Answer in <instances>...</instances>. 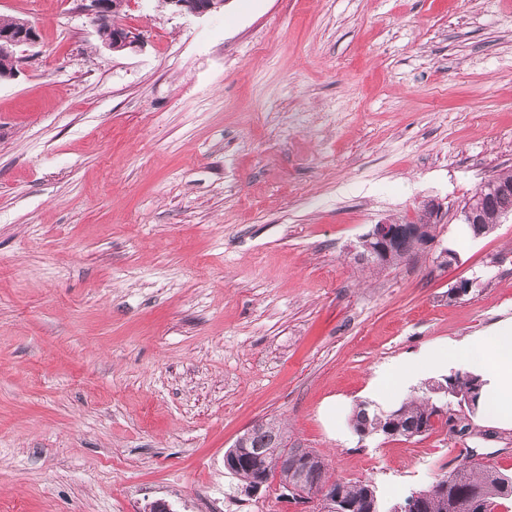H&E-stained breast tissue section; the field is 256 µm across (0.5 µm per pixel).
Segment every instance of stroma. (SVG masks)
Segmentation results:
<instances>
[{"instance_id": "stroma-1", "label": "stroma", "mask_w": 512, "mask_h": 512, "mask_svg": "<svg viewBox=\"0 0 512 512\" xmlns=\"http://www.w3.org/2000/svg\"><path fill=\"white\" fill-rule=\"evenodd\" d=\"M1 16L42 41L0 80V512H305L224 466L267 418L388 503L470 448L512 474L487 414L463 437L348 426L376 371L464 369L410 361L512 320V222L460 219L512 170V0H128V52L81 0ZM427 199L438 245L357 260ZM174 13L203 15L224 8L223 0H162Z\"/></svg>"}]
</instances>
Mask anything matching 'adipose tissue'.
Returning <instances> with one entry per match:
<instances>
[{
    "instance_id": "obj_1",
    "label": "adipose tissue",
    "mask_w": 512,
    "mask_h": 512,
    "mask_svg": "<svg viewBox=\"0 0 512 512\" xmlns=\"http://www.w3.org/2000/svg\"><path fill=\"white\" fill-rule=\"evenodd\" d=\"M447 355L464 360L475 372L483 374L486 405L494 409L503 425L512 426V322L502 323L493 335L470 336L445 351L430 349L420 362L427 369Z\"/></svg>"
}]
</instances>
